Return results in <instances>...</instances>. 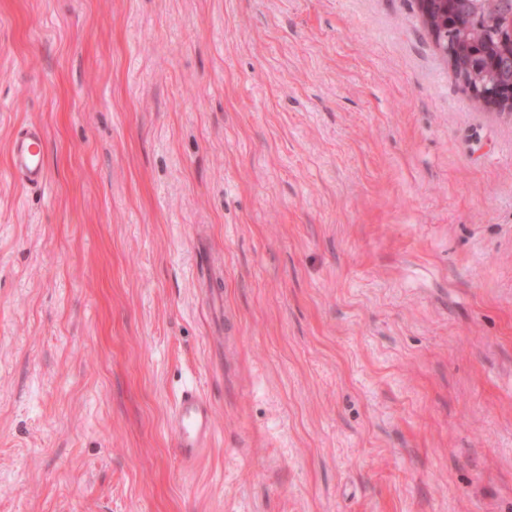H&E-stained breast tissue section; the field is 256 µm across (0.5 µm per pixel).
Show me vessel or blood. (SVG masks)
Returning a JSON list of instances; mask_svg holds the SVG:
<instances>
[{"mask_svg":"<svg viewBox=\"0 0 512 512\" xmlns=\"http://www.w3.org/2000/svg\"><path fill=\"white\" fill-rule=\"evenodd\" d=\"M46 148V134L40 126L22 127L11 143V176L33 188L43 186L47 180ZM172 424L177 456L184 461L193 460L211 445L213 405L197 390H184L176 404Z\"/></svg>","mask_w":512,"mask_h":512,"instance_id":"obj_1","label":"vessel or blood"}]
</instances>
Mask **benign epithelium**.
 Wrapping results in <instances>:
<instances>
[{"label": "benign epithelium", "mask_w": 512, "mask_h": 512, "mask_svg": "<svg viewBox=\"0 0 512 512\" xmlns=\"http://www.w3.org/2000/svg\"><path fill=\"white\" fill-rule=\"evenodd\" d=\"M419 8L435 43L445 57L454 58L448 41V20L458 29L477 15L482 0H418ZM456 70L467 89L478 99L491 106L512 108V53L494 60H475L459 56ZM509 71V78L502 82L497 73Z\"/></svg>", "instance_id": "1"}]
</instances>
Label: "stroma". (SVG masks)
<instances>
[{
  "label": "stroma",
  "mask_w": 512,
  "mask_h": 512,
  "mask_svg": "<svg viewBox=\"0 0 512 512\" xmlns=\"http://www.w3.org/2000/svg\"><path fill=\"white\" fill-rule=\"evenodd\" d=\"M0 512H512V112L418 0H0ZM46 134L37 125L22 127L10 148V175L25 185L41 187L47 181ZM173 431L177 456L183 461L195 459L210 448L214 436L212 403L195 389L182 392L173 414Z\"/></svg>",
  "instance_id": "1"
}]
</instances>
